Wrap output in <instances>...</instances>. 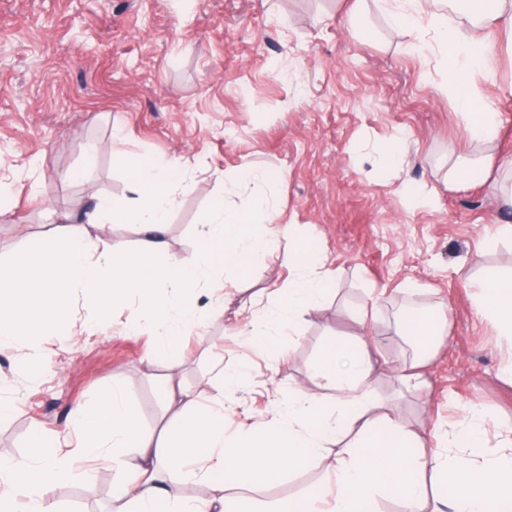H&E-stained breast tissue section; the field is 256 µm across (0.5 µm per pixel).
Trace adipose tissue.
Returning <instances> with one entry per match:
<instances>
[{
    "label": "adipose tissue",
    "mask_w": 512,
    "mask_h": 512,
    "mask_svg": "<svg viewBox=\"0 0 512 512\" xmlns=\"http://www.w3.org/2000/svg\"><path fill=\"white\" fill-rule=\"evenodd\" d=\"M465 22L449 25L432 15L448 66L455 106L471 141L488 144L497 137L498 116L482 103L474 73L492 55L479 36L486 21L512 29V0H464ZM477 308L489 315L502 335L512 338V276L491 275L477 285ZM374 364L366 340L331 337L316 375L335 390L341 409L328 413L317 392L299 388L288 396V417L253 420L247 433L226 429L224 395L210 404L197 394L168 386L175 410L173 424L144 434L120 387L101 401L76 408L70 427L75 450H56L38 438L23 462L0 460V512H49L45 493L55 483L84 478L91 462L111 458L123 476L112 486L109 512H241L233 489L257 490L288 472L325 458L330 444L355 431L356 450L336 459L332 487L275 501L271 512H367L379 496L402 502L406 512H512V432L503 434L496 453L484 435L489 420L474 416L448 441L446 454L425 456L422 434L371 392ZM176 469L210 486L204 500L185 498ZM25 510H18V499Z\"/></svg>",
    "instance_id": "1"
}]
</instances>
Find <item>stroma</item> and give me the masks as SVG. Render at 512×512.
<instances>
[{
  "mask_svg": "<svg viewBox=\"0 0 512 512\" xmlns=\"http://www.w3.org/2000/svg\"><path fill=\"white\" fill-rule=\"evenodd\" d=\"M391 0H0V259L74 230L99 252L131 251L127 218L87 224L94 197L130 193L123 164L179 165L185 177L164 236L165 257L196 258L208 210L242 208L244 170L281 174L268 190L296 242L323 260L332 290L290 332L244 344L259 328L253 301L272 307L293 274L285 247L245 272L224 268L223 292L197 293L202 328L166 359L145 358L150 333L127 331L129 309L97 321L73 301L71 335L46 334L0 350V459L20 461L35 435L74 440L77 406L123 387L142 427L170 420L168 379L202 396L224 391L233 430L254 415L283 413L295 388H314V365L329 337L376 343L371 383L416 428L449 431L479 409L512 425V378L502 367L512 340L475 304L473 280L512 272V31L491 24L496 47L484 84L498 114L494 146L469 140L446 91V64L422 0L418 35L394 26ZM482 179L448 186L458 159ZM81 171L79 181L68 172ZM431 318L434 339L401 335L406 304ZM225 372L249 363L246 384ZM418 368L425 385L405 388ZM335 452L255 492L270 506L329 484ZM112 461L47 495L52 512H107Z\"/></svg>",
  "mask_w": 512,
  "mask_h": 512,
  "instance_id": "1",
  "label": "stroma"
}]
</instances>
